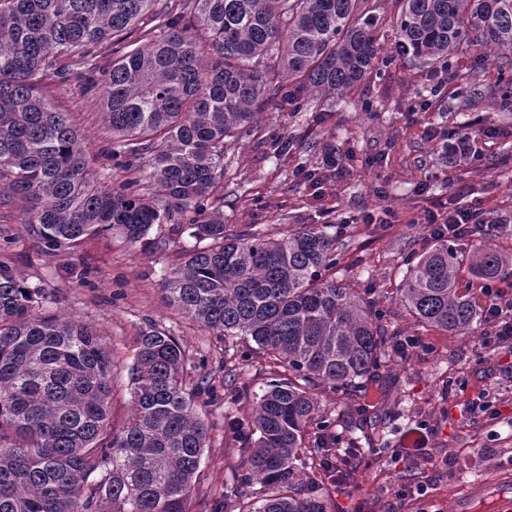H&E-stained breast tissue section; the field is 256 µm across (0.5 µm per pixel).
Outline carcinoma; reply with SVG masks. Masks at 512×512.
I'll return each instance as SVG.
<instances>
[{
    "instance_id": "1",
    "label": "carcinoma",
    "mask_w": 512,
    "mask_h": 512,
    "mask_svg": "<svg viewBox=\"0 0 512 512\" xmlns=\"http://www.w3.org/2000/svg\"><path fill=\"white\" fill-rule=\"evenodd\" d=\"M395 53L450 79L457 57H494L512 87V0H397ZM158 25L134 38L142 16ZM372 0H0V199L29 203L47 253L101 229L142 240L173 223L195 246L163 278L185 317L248 343L277 379L251 417L232 419L238 478L259 494L240 512H326L336 484L325 461L336 434L317 414L316 387L362 396L396 339L367 301L336 279V236L301 224L281 237L228 233L209 192L224 179V149L257 115L334 97L389 67L378 57ZM201 28L208 41L200 43ZM112 44L100 66L99 48ZM82 70L96 82L119 187L94 179L83 138L41 90ZM481 72L462 77L479 100ZM159 188L147 197L143 183ZM464 255L446 240L406 258L401 301L417 323L448 333L479 318L460 294ZM474 272L509 268L489 241ZM45 289L0 264V512H187L215 425L216 376L196 372L175 336L149 326L136 338L132 408L112 420V350L97 331L39 313Z\"/></svg>"
}]
</instances>
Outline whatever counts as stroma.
<instances>
[{
	"label": "stroma",
	"instance_id": "stroma-1",
	"mask_svg": "<svg viewBox=\"0 0 512 512\" xmlns=\"http://www.w3.org/2000/svg\"><path fill=\"white\" fill-rule=\"evenodd\" d=\"M430 66L396 58L384 75L366 76L355 87L281 111H266L248 136L224 153V179L211 193L228 230L256 225L274 237L299 224H327L336 235V276L370 301L386 335L415 339L407 356L387 359L363 398L319 389V413L336 422L339 448L358 454L350 483L333 490L328 512H449L461 502L469 512H498L496 497H475L474 483L496 486L512 476V340L494 343L486 322L460 335L417 324L400 301L406 257L434 245L423 223L425 210L479 207L491 224L490 240L512 258V112H496L497 72L485 62L482 98L465 111L457 81L433 94ZM45 93L69 113L80 131L92 168L123 175L107 156L100 89L84 78L45 81ZM467 133L473 162H449L446 145ZM289 140L287 152L276 144ZM321 169L314 188L302 172ZM25 201L0 205V262L30 285H43V308L93 326L113 348L114 422L131 409L130 370L135 338L153 325L176 336L196 365L211 370L225 356L216 332L189 320L167 302L162 275L175 250L159 251L155 239L170 237L167 224L131 244L103 231L80 245L47 254L34 224L22 223ZM248 384L234 403L208 407L217 427L205 448L191 512H239L251 487L238 483V445L229 426L250 413L273 374L245 368ZM423 437L426 457L412 455ZM423 483L425 495L395 497L393 485Z\"/></svg>",
	"mask_w": 512,
	"mask_h": 512
}]
</instances>
